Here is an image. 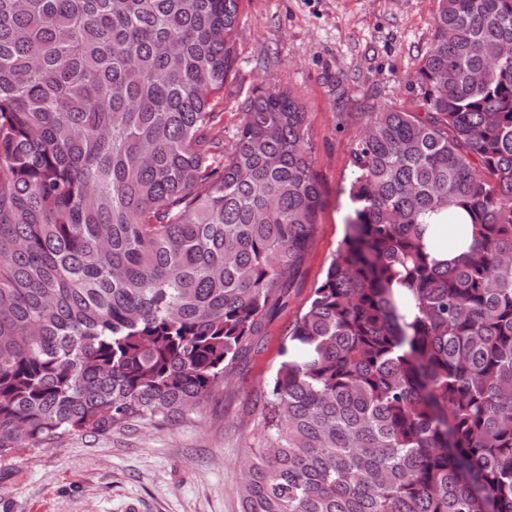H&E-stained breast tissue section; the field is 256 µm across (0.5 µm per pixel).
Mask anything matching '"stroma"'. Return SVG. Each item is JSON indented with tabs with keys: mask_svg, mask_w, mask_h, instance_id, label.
<instances>
[{
	"mask_svg": "<svg viewBox=\"0 0 512 512\" xmlns=\"http://www.w3.org/2000/svg\"><path fill=\"white\" fill-rule=\"evenodd\" d=\"M432 10V0H243L224 128L238 124L257 88L291 89L305 107L324 207L301 284L220 401L175 424L72 433L16 453L0 462V512H242L239 464L263 434L249 410L281 362L286 326L344 237L349 200L340 188L369 113L414 99Z\"/></svg>",
	"mask_w": 512,
	"mask_h": 512,
	"instance_id": "1",
	"label": "stroma"
}]
</instances>
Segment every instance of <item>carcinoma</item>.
Here are the masks:
<instances>
[{
	"instance_id": "cac0c4a2",
	"label": "carcinoma",
	"mask_w": 512,
	"mask_h": 512,
	"mask_svg": "<svg viewBox=\"0 0 512 512\" xmlns=\"http://www.w3.org/2000/svg\"><path fill=\"white\" fill-rule=\"evenodd\" d=\"M241 3L0 0L1 461L199 412L300 280V99L261 90L224 135ZM433 6L253 405L243 512H512V0ZM453 208L473 245L443 265L422 225Z\"/></svg>"
}]
</instances>
